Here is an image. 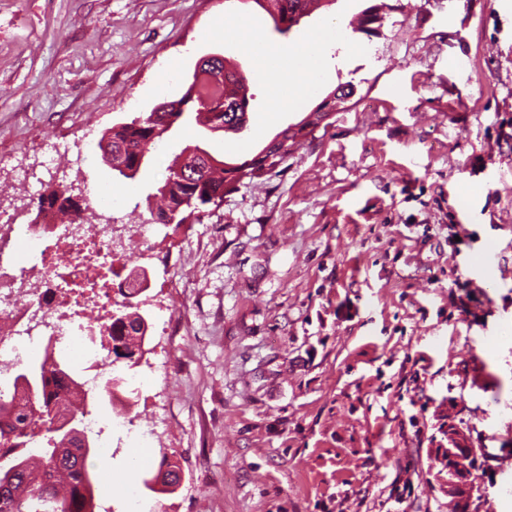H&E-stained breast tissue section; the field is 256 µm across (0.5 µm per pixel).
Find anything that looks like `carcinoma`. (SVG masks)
I'll use <instances>...</instances> for the list:
<instances>
[{
  "label": "carcinoma",
  "instance_id": "cac0c4a2",
  "mask_svg": "<svg viewBox=\"0 0 512 512\" xmlns=\"http://www.w3.org/2000/svg\"><path fill=\"white\" fill-rule=\"evenodd\" d=\"M287 6L280 13H269L277 30L286 35L305 17L295 11L298 0H284ZM247 77L230 70L224 74V82L213 83L205 77L194 76L191 88L198 102L195 112L196 124L203 128L222 127L226 131L243 130L244 115L248 113L250 98L247 96ZM161 124L148 115L129 123H121L107 131L102 140L112 150V156L128 169H140L148 146L163 139ZM277 147L270 148L269 156L259 152L250 159L237 164L215 156L208 161L197 158L160 182L154 196L162 206L151 212V221L164 223L167 214L183 202H193L201 212L215 197L224 198L225 190L233 182L253 178L276 168L282 157L276 156ZM57 205L67 213L80 210L71 197L55 191L47 197H39L37 205ZM125 338L127 348L141 349L142 334L138 319L121 325L112 324L109 339ZM29 375L36 376V385L31 391V400L17 406L0 393V455L15 460L17 469L8 476L0 472V512H95V492L98 477L90 469L73 471L66 465L71 450L81 452L88 459L99 451L96 446L85 447L75 436L52 428L50 411L56 409L61 388L80 397L89 404L94 400L85 397L80 374L63 361L57 359L36 360L26 365V370L16 373L15 380Z\"/></svg>",
  "mask_w": 512,
  "mask_h": 512
}]
</instances>
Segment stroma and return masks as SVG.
<instances>
[{"instance_id":"35a3bbf8","label":"stroma","mask_w":512,"mask_h":512,"mask_svg":"<svg viewBox=\"0 0 512 512\" xmlns=\"http://www.w3.org/2000/svg\"><path fill=\"white\" fill-rule=\"evenodd\" d=\"M375 2L335 0L283 35L254 0H0V153L31 167L47 142L94 146L79 169L55 155L46 192L98 200L103 132L180 98L204 57L248 79L243 131L175 126L120 188L125 223L155 242L129 265L148 272L144 356L166 376L114 367L97 504L125 512L131 460L153 474L166 456L181 484L142 490L145 512H454L437 455L453 423L483 453L470 512L512 507V0H386L378 35L353 32ZM330 24L328 78L276 111L304 76L257 60L237 27L289 47ZM345 82L352 97L273 172L198 221L151 224L182 147L243 162ZM131 419L154 435L129 437Z\"/></svg>"}]
</instances>
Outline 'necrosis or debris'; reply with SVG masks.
<instances>
[{"instance_id":"1","label":"necrosis or debris","mask_w":512,"mask_h":512,"mask_svg":"<svg viewBox=\"0 0 512 512\" xmlns=\"http://www.w3.org/2000/svg\"><path fill=\"white\" fill-rule=\"evenodd\" d=\"M117 208L100 202L63 224L53 209L26 221L0 206V358L19 367L60 357L80 365L89 393L103 392L110 360L97 339L138 288L124 274L128 246H153L146 225L122 223Z\"/></svg>"}]
</instances>
